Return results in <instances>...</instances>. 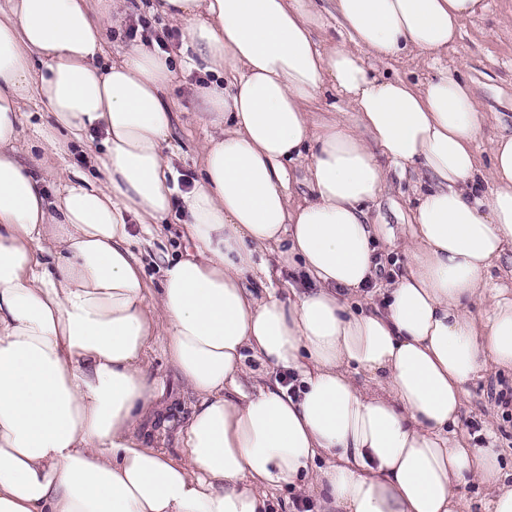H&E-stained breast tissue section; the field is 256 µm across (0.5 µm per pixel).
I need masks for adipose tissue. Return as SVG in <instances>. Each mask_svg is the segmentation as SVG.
<instances>
[{
    "instance_id": "adipose-tissue-1",
    "label": "adipose tissue",
    "mask_w": 512,
    "mask_h": 512,
    "mask_svg": "<svg viewBox=\"0 0 512 512\" xmlns=\"http://www.w3.org/2000/svg\"><path fill=\"white\" fill-rule=\"evenodd\" d=\"M104 2L0 5V512H266L267 491L298 481L323 512H462L474 479L490 512H512L496 452L459 433L468 384L512 371V289L483 280L512 251V132L483 170L486 116L455 71L421 87L368 67L441 61L486 0H329L345 45L315 38L317 0H151L182 26L184 66L224 79L199 91L211 131L182 195L165 155L176 73L143 44L103 63L128 9ZM328 88L356 125L314 117ZM32 96L50 152L105 134L99 178H62L52 205L19 158ZM383 158L425 175L398 229L367 217ZM301 159L311 195L294 205ZM177 206L191 251L155 288L127 218L147 230ZM285 239L316 282L288 301L256 262ZM381 242L408 262L383 307L353 311L386 265ZM155 337L191 398L175 454L144 428L166 413ZM250 357L296 371L298 396L251 381Z\"/></svg>"
}]
</instances>
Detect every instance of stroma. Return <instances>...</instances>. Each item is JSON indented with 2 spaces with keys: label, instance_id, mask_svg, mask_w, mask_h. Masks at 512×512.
Wrapping results in <instances>:
<instances>
[{
  "label": "stroma",
  "instance_id": "obj_1",
  "mask_svg": "<svg viewBox=\"0 0 512 512\" xmlns=\"http://www.w3.org/2000/svg\"><path fill=\"white\" fill-rule=\"evenodd\" d=\"M447 64L459 68L469 84L476 105L488 115L478 140V156L482 168L491 166V145L504 131L512 129V0H488L487 9L475 17L465 19L460 28L456 47L449 50ZM373 70L389 78L407 79L418 84L427 83L436 70L431 61L416 54H404L383 63H373ZM205 78L194 71L179 73L169 89L176 102V120L171 147L166 155L176 179L192 181L199 175L198 149L207 134L201 106L195 94L197 85ZM22 110L23 135L20 155L42 179L44 196L55 201L58 174L61 170L80 174L90 179L99 175L95 156L104 150L102 133H94L89 145L68 143L62 154L44 153L36 129L45 115L35 101H27ZM386 179L381 197L367 208L373 224H405L417 204L416 180L413 172L401 173L386 167ZM132 248L141 253L145 276L152 286L162 279L160 260L184 254L186 243L182 227L177 222L161 225L150 236L141 228L132 231ZM289 242H281L277 251L264 253L260 261L266 267L270 280L277 288H296L303 292L311 283L298 260L280 262ZM149 372L165 378L170 389L167 410L173 418L182 419L189 413L181 398L182 387L164 353L161 341H154L149 354ZM512 392V373L490 369L481 372L468 385L461 406L460 430L472 448H493L504 472L512 473V406L498 402L500 393Z\"/></svg>",
  "mask_w": 512,
  "mask_h": 512
}]
</instances>
